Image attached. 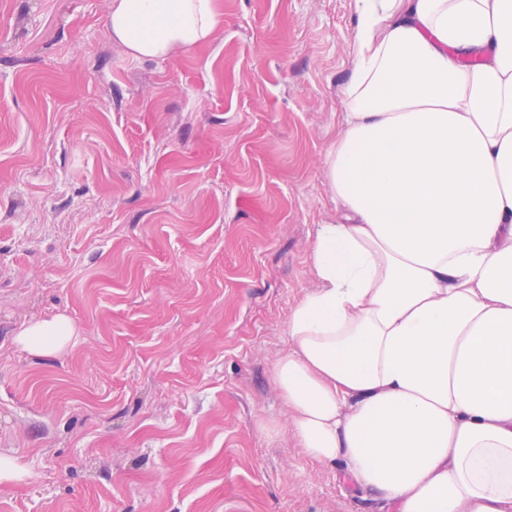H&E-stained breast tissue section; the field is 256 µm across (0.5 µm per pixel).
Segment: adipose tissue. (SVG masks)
Segmentation results:
<instances>
[{
    "mask_svg": "<svg viewBox=\"0 0 512 512\" xmlns=\"http://www.w3.org/2000/svg\"><path fill=\"white\" fill-rule=\"evenodd\" d=\"M357 3L343 218L315 228L273 380L304 453L397 512H512V0ZM223 22V0H112L107 27L155 59ZM75 336L57 314L16 341Z\"/></svg>",
    "mask_w": 512,
    "mask_h": 512,
    "instance_id": "ef3b65f1",
    "label": "adipose tissue"
}]
</instances>
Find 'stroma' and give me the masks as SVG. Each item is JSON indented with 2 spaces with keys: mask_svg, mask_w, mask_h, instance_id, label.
I'll use <instances>...</instances> for the list:
<instances>
[{
  "mask_svg": "<svg viewBox=\"0 0 512 512\" xmlns=\"http://www.w3.org/2000/svg\"><path fill=\"white\" fill-rule=\"evenodd\" d=\"M111 4L0 0V512H395L304 454L272 378L342 215L356 0H224L151 60ZM57 314L73 345H17Z\"/></svg>",
  "mask_w": 512,
  "mask_h": 512,
  "instance_id": "1",
  "label": "stroma"
}]
</instances>
